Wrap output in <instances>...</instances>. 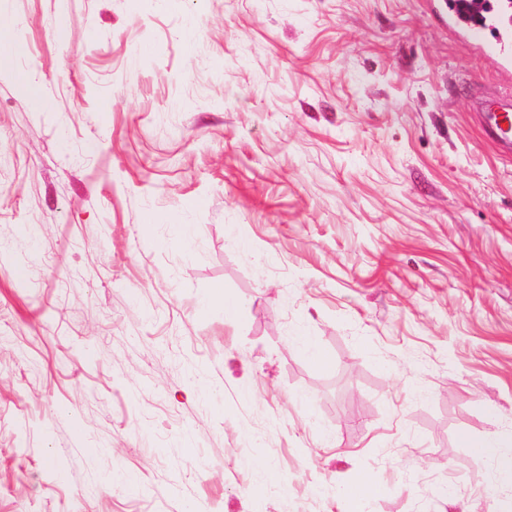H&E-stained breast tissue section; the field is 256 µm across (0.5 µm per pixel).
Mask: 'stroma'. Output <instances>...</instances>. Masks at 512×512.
I'll list each match as a JSON object with an SVG mask.
<instances>
[{"instance_id": "obj_1", "label": "stroma", "mask_w": 512, "mask_h": 512, "mask_svg": "<svg viewBox=\"0 0 512 512\" xmlns=\"http://www.w3.org/2000/svg\"><path fill=\"white\" fill-rule=\"evenodd\" d=\"M503 86L446 0H0V512H512ZM477 119L484 137L505 154H512V94L481 97ZM199 308L205 312L221 310L224 312V320L229 321L238 312L240 301L235 296L225 293L223 289L215 288L200 299ZM462 441L469 448H480V456L484 454L495 453L498 448H510L512 446V433L503 432L495 434L485 439H474L469 436H463ZM365 491L362 495H353L351 486H344L340 489L339 495L341 498V512H363L365 511L367 503L374 496L371 485L363 483Z\"/></svg>"}]
</instances>
